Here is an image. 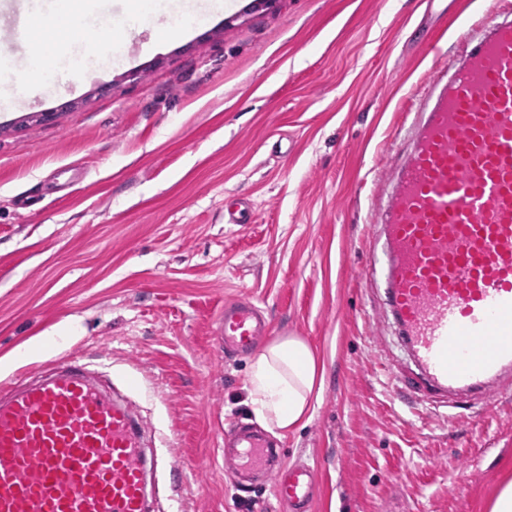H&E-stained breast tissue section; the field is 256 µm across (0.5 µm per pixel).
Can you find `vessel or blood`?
<instances>
[{"label": "vessel or blood", "mask_w": 512, "mask_h": 512, "mask_svg": "<svg viewBox=\"0 0 512 512\" xmlns=\"http://www.w3.org/2000/svg\"><path fill=\"white\" fill-rule=\"evenodd\" d=\"M437 65L413 119V146L379 211L369 272L412 369L401 392L431 407L487 411L512 377V14L485 17ZM271 333L252 299L225 302L212 335L248 354ZM129 378L75 354L34 380L0 385V512H152L174 467L147 454ZM224 447L272 480L287 512H311L313 469L269 467L271 444L239 431Z\"/></svg>", "instance_id": "1"}]
</instances>
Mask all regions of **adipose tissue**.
Returning a JSON list of instances; mask_svg holds the SVG:
<instances>
[{
	"label": "adipose tissue",
	"mask_w": 512,
	"mask_h": 512,
	"mask_svg": "<svg viewBox=\"0 0 512 512\" xmlns=\"http://www.w3.org/2000/svg\"><path fill=\"white\" fill-rule=\"evenodd\" d=\"M322 386L320 358L299 337H281L250 360L248 404L256 420L277 436L295 432L310 421Z\"/></svg>",
	"instance_id": "1"
}]
</instances>
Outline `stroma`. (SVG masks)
<instances>
[{"mask_svg": "<svg viewBox=\"0 0 512 512\" xmlns=\"http://www.w3.org/2000/svg\"><path fill=\"white\" fill-rule=\"evenodd\" d=\"M84 0L65 81L19 66L0 99V383L80 353L138 377L132 397L175 470L154 512H285L270 482L230 480L224 429L255 425L250 358L216 346L225 301L318 353L323 390L282 459L316 473L313 512H489L512 479V398L414 418L409 365L369 263L378 176L394 178L440 39L512 0ZM255 217L232 224L227 201Z\"/></svg>", "mask_w": 512, "mask_h": 512, "instance_id": "35a3bbf8", "label": "stroma"}]
</instances>
